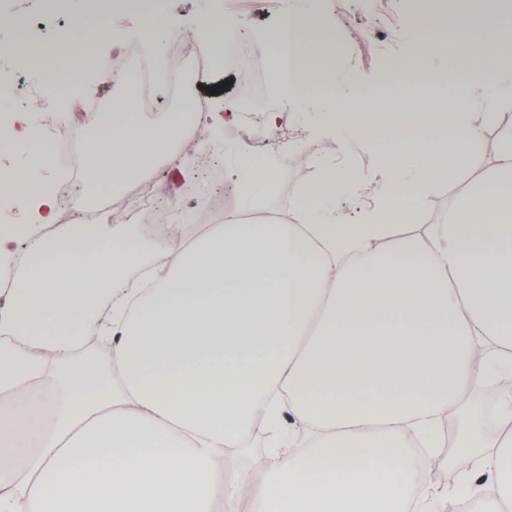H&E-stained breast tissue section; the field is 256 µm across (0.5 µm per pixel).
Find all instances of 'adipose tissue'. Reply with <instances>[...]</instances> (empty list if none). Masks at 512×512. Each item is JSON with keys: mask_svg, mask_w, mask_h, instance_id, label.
I'll use <instances>...</instances> for the list:
<instances>
[{"mask_svg": "<svg viewBox=\"0 0 512 512\" xmlns=\"http://www.w3.org/2000/svg\"><path fill=\"white\" fill-rule=\"evenodd\" d=\"M484 35L445 59L429 44L406 73L463 72L486 95L506 93L512 33L494 4ZM319 26L307 9L261 40L288 68L283 97L308 82L317 108L355 128L389 121L403 147L379 153L388 201L364 223L338 224L322 201L347 187L345 171L303 189L294 220L228 218L186 237L176 253L145 254L122 228L71 224L31 241L0 323V512H479L512 505V391L498 430L469 425L455 445L472 464L451 488L418 481L414 448L441 445V423L490 376L512 374V128L493 167L423 232L404 231L430 186L452 176L446 156L473 155L477 131L459 97L406 87L410 108L341 104L335 76L308 51ZM62 32L36 53L50 83L78 92L105 55ZM191 104L161 129L119 106L91 116L86 181L118 188L141 179L156 153L193 123ZM0 182L38 224L57 200L39 187L47 164ZM236 193L257 209L275 180L264 159L240 161ZM109 294L111 310L96 300ZM106 335L107 365L83 364L85 336ZM268 448L262 473L227 467L255 433Z\"/></svg>", "mask_w": 512, "mask_h": 512, "instance_id": "ef3b65f1", "label": "adipose tissue"}]
</instances>
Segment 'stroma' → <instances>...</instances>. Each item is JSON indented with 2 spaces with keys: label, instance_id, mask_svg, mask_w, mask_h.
Here are the masks:
<instances>
[{
  "label": "stroma",
  "instance_id": "obj_1",
  "mask_svg": "<svg viewBox=\"0 0 512 512\" xmlns=\"http://www.w3.org/2000/svg\"><path fill=\"white\" fill-rule=\"evenodd\" d=\"M156 5L183 33H194L203 28L207 20H216L217 26L211 35L195 42V51L202 56L211 54L216 45L225 41L219 20H226L228 25L244 32L254 44L277 29L285 10L308 8L319 18L326 40L336 47L335 73L340 79L337 93L343 100L365 104L380 98L402 102L406 77L398 65L420 46L421 30L415 26L416 0H276L270 9L238 5L234 0H160ZM156 5L151 0H141L138 9L147 14ZM0 15L9 19L7 25L0 26V86L25 83V90L11 94L7 103L9 109L30 126L51 125L64 134L72 125H79V144L84 147L94 138L89 114L104 115L118 102L136 103L135 92L112 77L100 75L91 76L82 90L72 96L51 97L42 74L26 54L16 48L20 42L32 46L50 45L61 32L84 26L97 32V44L105 51L109 62L120 61L130 49L152 57L145 24L116 23L113 0H0ZM424 18V28L434 32L483 24L473 0H427ZM234 58V51H225L215 59L213 69L189 78V94L195 98L203 97V88L224 81L229 82L230 87L223 93L205 97L206 111L197 113L191 131L174 147L177 164L163 159L153 168L150 179L161 192V204H168L169 198L163 189L177 176L179 169L194 171L201 189L206 190L210 187L207 170L219 164L224 168L221 189L224 212L236 213L239 199L233 187L241 176L236 145L245 137L271 151L276 183L264 195L263 208L274 213L277 219L290 220V203L305 185L320 180L328 167L347 170L358 183L380 190L377 149H370L341 132L325 135L326 115L316 109L312 98L282 100L273 84L259 90V99L275 101L281 126L291 131L289 146L280 149L275 146L278 135L268 124L265 112L253 113L247 124L217 122L216 116L222 111L225 100L251 89L236 68ZM467 87V82L447 80L437 88L436 94L466 99L479 127L476 153L461 162L451 178L434 183L424 199L423 209L415 214V224L434 223L457 194L493 165L494 158L488 147L498 139L501 122H512V97L488 100L470 95ZM487 112L497 113L498 121L484 122L483 115Z\"/></svg>",
  "mask_w": 512,
  "mask_h": 512
}]
</instances>
